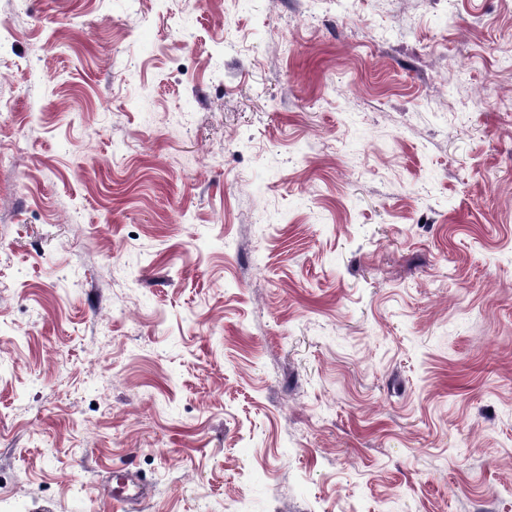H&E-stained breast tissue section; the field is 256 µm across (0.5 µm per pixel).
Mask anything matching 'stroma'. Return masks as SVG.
<instances>
[{"label": "stroma", "instance_id": "obj_1", "mask_svg": "<svg viewBox=\"0 0 512 512\" xmlns=\"http://www.w3.org/2000/svg\"><path fill=\"white\" fill-rule=\"evenodd\" d=\"M0 512H512V0H0ZM112 496L114 499L127 502L136 497H143L146 494L143 480L137 479L134 473L128 472L120 477L117 486L112 488Z\"/></svg>", "mask_w": 512, "mask_h": 512}]
</instances>
